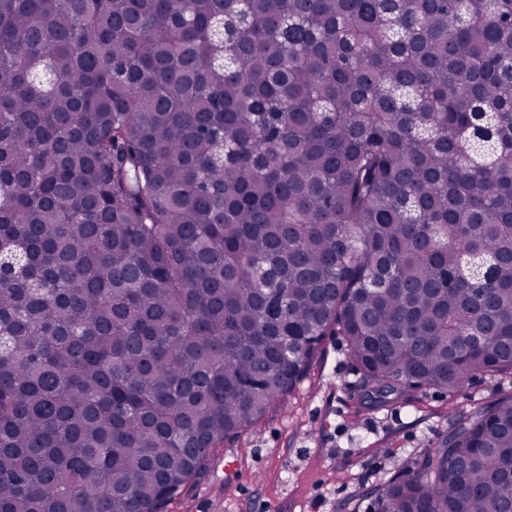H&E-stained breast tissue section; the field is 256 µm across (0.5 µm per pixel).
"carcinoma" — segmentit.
Returning a JSON list of instances; mask_svg holds the SVG:
<instances>
[{
  "instance_id": "carcinoma-1",
  "label": "carcinoma",
  "mask_w": 512,
  "mask_h": 512,
  "mask_svg": "<svg viewBox=\"0 0 512 512\" xmlns=\"http://www.w3.org/2000/svg\"><path fill=\"white\" fill-rule=\"evenodd\" d=\"M327 336L512 375V0H0V512H164ZM374 500L512 512V395Z\"/></svg>"
}]
</instances>
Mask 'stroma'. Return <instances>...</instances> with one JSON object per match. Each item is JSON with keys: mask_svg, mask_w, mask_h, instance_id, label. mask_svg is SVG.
<instances>
[{"mask_svg": "<svg viewBox=\"0 0 512 512\" xmlns=\"http://www.w3.org/2000/svg\"><path fill=\"white\" fill-rule=\"evenodd\" d=\"M361 374L341 337L256 428L215 449L166 512H373L372 489L436 447L458 416L512 393V380L475 376L456 394L415 391L366 408Z\"/></svg>", "mask_w": 512, "mask_h": 512, "instance_id": "1", "label": "stroma"}]
</instances>
